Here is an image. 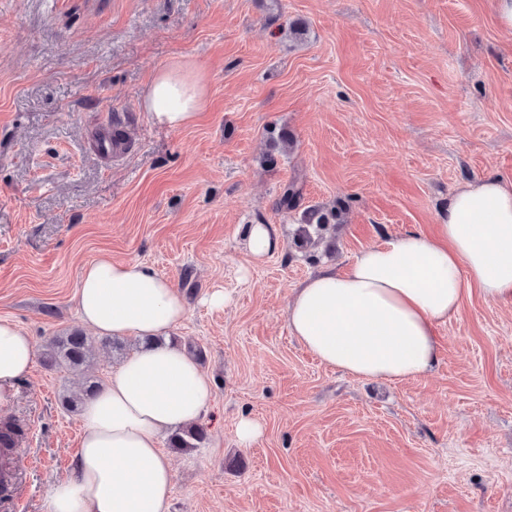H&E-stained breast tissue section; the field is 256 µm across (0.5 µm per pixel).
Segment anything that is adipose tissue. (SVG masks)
I'll return each mask as SVG.
<instances>
[{"label":"adipose tissue","mask_w":512,"mask_h":512,"mask_svg":"<svg viewBox=\"0 0 512 512\" xmlns=\"http://www.w3.org/2000/svg\"><path fill=\"white\" fill-rule=\"evenodd\" d=\"M204 97L197 76L165 67L152 75L144 108L178 130L196 120ZM474 291L512 302V180L462 184L436 233L408 231L362 249L345 269L320 268L294 290L285 323L322 364L405 382L438 365L436 329ZM77 306L97 333L137 345L84 404L80 447L70 475L48 491V512H166L173 471L161 438L201 420L212 396L196 358L165 341L186 303L150 268L103 255L83 269ZM34 357L32 338L0 319L1 399Z\"/></svg>","instance_id":"adipose-tissue-1"}]
</instances>
